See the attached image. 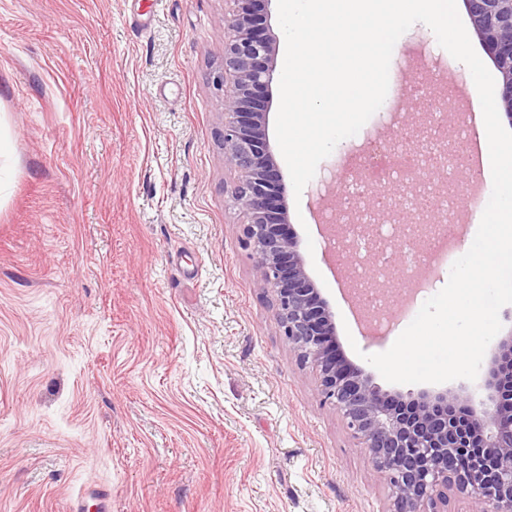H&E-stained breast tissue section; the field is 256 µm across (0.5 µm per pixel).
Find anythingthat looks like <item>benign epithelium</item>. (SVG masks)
Segmentation results:
<instances>
[{"label":"benign epithelium","mask_w":512,"mask_h":512,"mask_svg":"<svg viewBox=\"0 0 512 512\" xmlns=\"http://www.w3.org/2000/svg\"><path fill=\"white\" fill-rule=\"evenodd\" d=\"M224 14V157L231 189L247 222L242 232L275 296L282 335L299 360L311 363L324 402L333 405L365 449L372 471L391 491L389 512L438 510L456 490L468 512H512V336L497 343L481 408L467 394L445 391L405 398L373 384L370 375L336 352L335 316L308 276L289 231L282 176L266 128L276 70L274 37L262 0H233ZM483 49L501 74L500 105L512 118V0H464ZM473 467L448 469V458Z\"/></svg>","instance_id":"7a95c632"}]
</instances>
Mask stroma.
<instances>
[{"label":"stroma","instance_id":"stroma-1","mask_svg":"<svg viewBox=\"0 0 512 512\" xmlns=\"http://www.w3.org/2000/svg\"><path fill=\"white\" fill-rule=\"evenodd\" d=\"M232 0H0V512H388L389 490L316 374L289 348L242 241L224 159V12ZM433 120L412 97L425 57ZM465 64L414 24L387 98L322 160L290 228L346 359L388 350L454 261L389 293L385 328L358 319L328 250L336 170L406 134L476 131ZM441 197L484 192L474 158Z\"/></svg>","mask_w":512,"mask_h":512}]
</instances>
